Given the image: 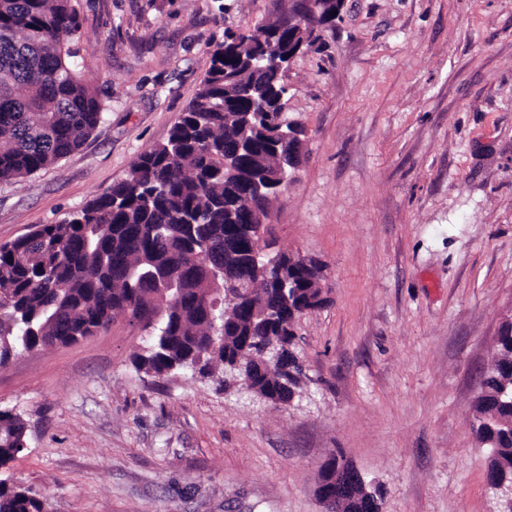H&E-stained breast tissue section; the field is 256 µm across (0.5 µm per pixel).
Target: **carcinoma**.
<instances>
[{"label":"carcinoma","mask_w":512,"mask_h":512,"mask_svg":"<svg viewBox=\"0 0 512 512\" xmlns=\"http://www.w3.org/2000/svg\"><path fill=\"white\" fill-rule=\"evenodd\" d=\"M283 10L279 35L264 26L215 45L195 98L168 139L141 154L127 176L61 224H45L0 245V366L24 350L69 345L107 329L118 315L147 336L133 364L168 376L212 362L240 366L256 396L284 403L301 396L304 370L295 353L303 310L325 299L316 274L286 253L254 265L239 230L247 205L273 204L279 190L255 187L274 174L288 145L279 127L304 128L283 116L280 52L295 36ZM332 10L309 16L308 35L332 28ZM70 0H0V182L43 170L76 151L103 120L97 88L82 74ZM265 69L255 77L251 62ZM252 274L261 299L224 306L225 277ZM288 374L260 371L271 343ZM475 437L489 448L488 485L512 486V322L501 325L474 404ZM20 414L0 407V470L24 451ZM343 454L323 466L326 483ZM382 492L358 486L342 512H366ZM0 512H47L46 502L0 477Z\"/></svg>","instance_id":"obj_1"}]
</instances>
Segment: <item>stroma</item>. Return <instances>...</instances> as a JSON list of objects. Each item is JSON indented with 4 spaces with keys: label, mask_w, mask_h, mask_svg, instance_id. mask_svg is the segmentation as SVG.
Here are the masks:
<instances>
[{
    "label": "stroma",
    "mask_w": 512,
    "mask_h": 512,
    "mask_svg": "<svg viewBox=\"0 0 512 512\" xmlns=\"http://www.w3.org/2000/svg\"><path fill=\"white\" fill-rule=\"evenodd\" d=\"M105 120L0 183V244L59 224L166 141L217 41L283 0H71ZM305 156L271 210L276 250L326 265L298 324L302 396L272 406L195 372L137 370L139 326L21 353L0 406L28 447L15 481L52 512H325L342 453L382 512H504L471 429L512 314V0H346L284 74Z\"/></svg>",
    "instance_id": "obj_1"
}]
</instances>
